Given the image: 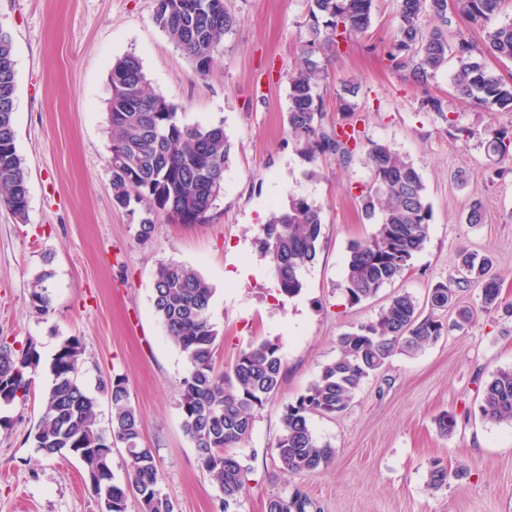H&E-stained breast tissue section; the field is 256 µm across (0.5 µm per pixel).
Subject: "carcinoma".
<instances>
[{"label":"carcinoma","instance_id":"carcinoma-1","mask_svg":"<svg viewBox=\"0 0 512 512\" xmlns=\"http://www.w3.org/2000/svg\"><path fill=\"white\" fill-rule=\"evenodd\" d=\"M505 0H455L454 11L484 33L485 49L454 27L448 0H400L396 31L384 53L390 65L426 86L448 58L456 61L453 85L459 96L479 109L512 112V80L488 70L482 51L512 61V20L500 19ZM375 0H311L307 36L298 66L288 73V136L297 154L311 164L307 177L318 175L319 162L334 158L347 164L361 145L356 124L326 126L323 68L317 58L330 59L348 48L372 25ZM430 16L427 30L422 18ZM155 23L169 41L189 58L196 74L205 77L224 35L236 24L226 0H157ZM108 99L112 195L122 208L131 202L146 206L138 225L142 240L151 238L160 218L180 224L205 222L224 185L231 143L224 126L180 123L175 106L154 93L138 57L117 59L110 71ZM15 64L11 35L0 28V206L23 220L29 209L28 176L17 153L14 127ZM488 149L502 157L512 153V134L484 128ZM369 184L357 195L367 219L376 224L367 238L349 247L343 294L354 306L377 295L380 288L401 277L426 243L432 210L423 180L406 157L389 144L373 141L366 153ZM322 231L321 207L293 196L288 205L261 225L255 243L276 274L277 290L288 298L303 288V272L317 257ZM490 258L462 255V275L438 283L428 294L432 310L448 308L464 291L478 290L481 307L490 313L501 304V280L492 273ZM39 276L29 292L31 309L45 315L50 294ZM210 284L194 268L176 261L159 264L154 277L153 308L189 367L177 384L185 434L192 442L199 467L220 489V512H237L246 485L247 469L231 452L247 441L256 414L278 390L283 375L279 345L270 340L251 342L240 350L232 368L215 370L213 358L220 336L210 321ZM473 317L467 307L444 322L421 310L404 291L392 297L376 319L339 336V355L322 367L317 379L295 400L283 405V431L276 454L283 469L312 475L328 469L335 451L316 437L311 416L345 412L364 382L397 353L414 355L425 345L463 330ZM85 348L76 336L64 338L50 365L52 381L42 392V413L34 434L37 451L47 457L63 451L82 463L87 477L109 498H98L100 512H127L134 496L140 512H174L164 492L156 459L141 447V425L130 400L125 377L102 381L100 392L111 406V425H97L96 399L78 375ZM40 356L32 345L16 347L0 341V405L27 400L34 390L33 375ZM483 419L512 423V368L492 371L484 381L479 406ZM123 446L131 474L125 484L114 482L112 449ZM449 471L440 460L431 463L429 485L448 484ZM310 502L300 493L275 496L267 512H307Z\"/></svg>","mask_w":512,"mask_h":512}]
</instances>
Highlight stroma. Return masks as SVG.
Instances as JSON below:
<instances>
[{
  "mask_svg": "<svg viewBox=\"0 0 512 512\" xmlns=\"http://www.w3.org/2000/svg\"><path fill=\"white\" fill-rule=\"evenodd\" d=\"M157 0H0V28L13 39L16 146L28 172L26 221L0 208V339L33 344L40 355L36 393L0 407V512H99L98 498L69 452L35 448L40 391L62 338L86 350L80 379L97 393L102 380L128 381L144 446L151 448L175 512H216L219 489L197 462L178 406L187 360L152 308L160 263L195 268L213 287L210 320L221 340L216 370L228 369L249 342H276L284 362L277 393L235 453L248 470L238 512H266L275 496L300 492L312 512H512V425L484 421L479 392L489 371L512 367V316L481 310L476 291L461 293L472 323L398 354L361 387L350 408L315 415L312 429L335 450L314 476L285 472L275 445L282 407L303 393L339 354V336L373 320L397 292L426 303L431 288L457 275L462 251L490 255L512 303V157L489 152L485 138L462 140L477 111L453 88L455 62L427 87L393 70L383 47L395 30L398 0H376L369 30L327 64L324 124L358 121L366 139L406 155L420 173L432 209L424 249L378 295L346 304L341 285L352 242L373 224L357 200L370 181L364 153L350 163L321 161L317 177L288 142V72L307 33L310 0H227L237 18L209 76L155 24ZM140 58L152 91L181 122L223 124L231 142L224 191L206 222L158 224L140 240L143 205L112 200L106 99L113 62ZM441 99L446 115L430 107ZM322 209L317 262L301 293L279 295L275 273L255 246L258 227L290 197ZM485 220L466 221L473 200ZM44 276L49 314L29 306L30 285ZM457 416L442 435L436 417ZM465 477L428 484L434 459Z\"/></svg>",
  "mask_w": 512,
  "mask_h": 512,
  "instance_id": "1",
  "label": "stroma"
}]
</instances>
